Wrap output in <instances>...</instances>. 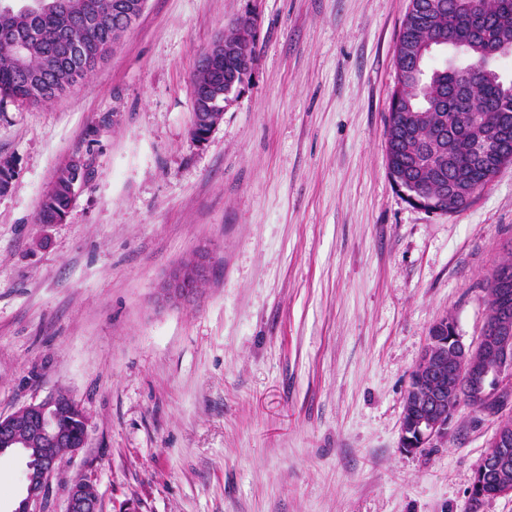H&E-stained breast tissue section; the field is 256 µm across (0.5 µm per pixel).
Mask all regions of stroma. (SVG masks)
I'll return each instance as SVG.
<instances>
[{
	"instance_id": "1",
	"label": "stroma",
	"mask_w": 512,
	"mask_h": 512,
	"mask_svg": "<svg viewBox=\"0 0 512 512\" xmlns=\"http://www.w3.org/2000/svg\"><path fill=\"white\" fill-rule=\"evenodd\" d=\"M409 0H147L110 56L41 105H0V414L64 390L100 512H471L499 412L460 405L446 442L400 446L433 323L464 343L512 244V164L452 214L386 172L394 51ZM251 76L207 142L193 75L239 15ZM88 164L65 219L38 221L57 172ZM206 254L193 299L163 296ZM25 458L0 456V512Z\"/></svg>"
}]
</instances>
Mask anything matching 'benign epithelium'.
<instances>
[{
    "label": "benign epithelium",
    "mask_w": 512,
    "mask_h": 512,
    "mask_svg": "<svg viewBox=\"0 0 512 512\" xmlns=\"http://www.w3.org/2000/svg\"><path fill=\"white\" fill-rule=\"evenodd\" d=\"M453 46L462 52L467 49L463 40L450 42L437 39L428 46L426 61L435 54ZM224 57V37L215 39L202 56L199 69L208 70L212 61ZM224 112L192 113L191 134L199 143H205L220 124ZM501 137V124L497 121L479 123V135L475 149L497 144ZM464 185L444 186L440 199L448 205V212L458 210V200ZM411 205L430 213L439 214L429 195L422 192L404 195ZM204 264L196 259L192 266L183 270L176 282L168 289L176 300L188 299L184 285L203 275ZM443 326L444 334L428 339L420 361L412 371L418 384L409 386L403 405L400 448L408 453L416 452L437 442L448 439V427L455 415V402L462 395L480 407L491 398L493 388L512 383V316L500 314L496 321L484 327L477 342L465 345L455 326L448 325L444 317L434 323ZM453 351L455 361L448 365V351ZM80 409V405L66 392L58 391L48 398L26 405L7 416L0 415V454L22 448L29 450L32 440H40L42 447L30 455L25 470V497L13 512H46L50 487L49 478L57 466L55 450L69 447V454L77 453L81 446L63 426L62 417ZM512 424H499L489 440L487 449L475 471L469 489V497L483 501L497 496L512 494ZM66 512H99V495L93 480L78 475L71 481Z\"/></svg>",
    "instance_id": "7a95c632"
}]
</instances>
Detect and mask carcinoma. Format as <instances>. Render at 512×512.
I'll return each mask as SVG.
<instances>
[{
	"label": "carcinoma",
	"mask_w": 512,
	"mask_h": 512,
	"mask_svg": "<svg viewBox=\"0 0 512 512\" xmlns=\"http://www.w3.org/2000/svg\"><path fill=\"white\" fill-rule=\"evenodd\" d=\"M76 2L99 4L93 24L60 30L54 0H43V7L32 19L21 7L9 13L0 9V31H11L8 38L0 34V105L8 101L48 102V97L31 96L30 88L44 82L61 95L75 84V74L81 67L107 58L113 43L122 36L121 29L112 26V0ZM483 8L481 37L461 56L462 62L456 68L468 75L477 100L492 99L512 112V96L508 93L512 78L507 79L498 71L487 50L493 45L512 44V0H483ZM453 18H458L453 0H409L398 37L402 50L394 55L397 96L390 104L391 153L386 165L401 184L416 183L433 195L441 183L466 178L469 195L473 196L488 185L484 168L497 165L499 158H474L472 119L445 106L456 86L454 75L442 68L428 73L427 83L414 76L421 51L440 33L448 32V20ZM18 41L27 45L24 76L16 64ZM224 46V59L216 62L211 71L194 74L198 86L196 112H207L214 106L215 92L224 86V76L242 81L240 75L247 70L243 48L254 53L239 28L225 33ZM440 127L447 131L443 139L435 137ZM13 177V161L0 159V195L8 193ZM70 179L69 169L58 172L53 191L41 203L40 223L50 224L65 217L72 203ZM84 416L86 413L80 411L64 419L77 443L84 438Z\"/></svg>",
	"instance_id": "obj_1"
}]
</instances>
